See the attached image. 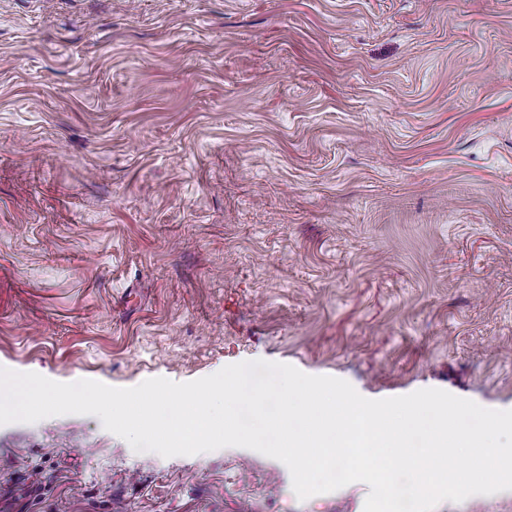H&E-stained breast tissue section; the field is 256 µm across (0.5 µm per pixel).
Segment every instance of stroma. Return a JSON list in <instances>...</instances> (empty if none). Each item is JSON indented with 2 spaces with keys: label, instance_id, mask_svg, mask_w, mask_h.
Instances as JSON below:
<instances>
[{
  "label": "stroma",
  "instance_id": "1",
  "mask_svg": "<svg viewBox=\"0 0 512 512\" xmlns=\"http://www.w3.org/2000/svg\"><path fill=\"white\" fill-rule=\"evenodd\" d=\"M512 0H0V367L244 361L512 410ZM242 447L0 425V512H363Z\"/></svg>",
  "mask_w": 512,
  "mask_h": 512
}]
</instances>
